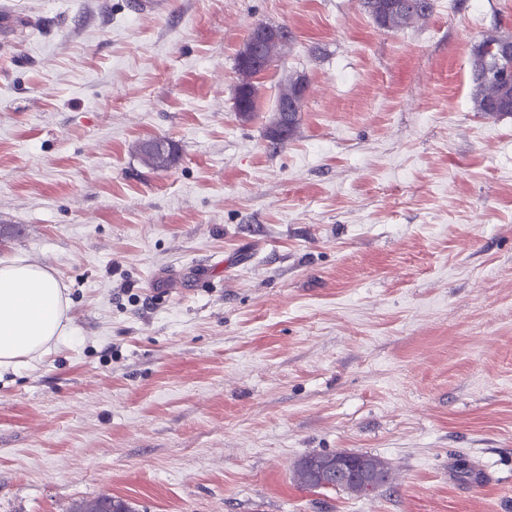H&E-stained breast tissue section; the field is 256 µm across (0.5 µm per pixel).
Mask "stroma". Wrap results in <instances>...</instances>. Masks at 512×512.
Segmentation results:
<instances>
[{
    "label": "stroma",
    "instance_id": "obj_1",
    "mask_svg": "<svg viewBox=\"0 0 512 512\" xmlns=\"http://www.w3.org/2000/svg\"><path fill=\"white\" fill-rule=\"evenodd\" d=\"M434 3L384 32L360 0H0V260L70 318L0 373V512H512V115L468 66L512 0ZM259 23L290 41L244 121ZM341 450L390 483L298 486ZM293 80L294 77H289L288 81L285 82L284 85L281 87L277 103L279 104L285 100H288V102L281 103L275 111L277 118H280L281 115L288 114V135L284 138H278V134H276V131L269 132V127H271L274 124L275 114L268 126L267 138H269L271 144L275 146L285 144L288 140V136L293 135L297 129L299 121L298 114L299 112H301L302 102L304 98L303 96L305 95L306 92V82H301V96H298ZM288 104L294 107V112H292V107L288 106ZM142 142L137 146V151L141 155L143 162L154 170H167L177 160V146L166 138H158L157 147L151 148V141ZM150 143V144H149ZM164 147L163 152L159 149V145ZM94 507L83 511L85 508ZM97 509V511H94ZM74 512H135L136 510L127 501L112 496H101L89 502H80L76 505Z\"/></svg>",
    "mask_w": 512,
    "mask_h": 512
}]
</instances>
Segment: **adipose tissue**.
<instances>
[{"instance_id":"ef3b65f1","label":"adipose tissue","mask_w":512,"mask_h":512,"mask_svg":"<svg viewBox=\"0 0 512 512\" xmlns=\"http://www.w3.org/2000/svg\"><path fill=\"white\" fill-rule=\"evenodd\" d=\"M69 301L46 267L0 261V371L41 358L67 332Z\"/></svg>"}]
</instances>
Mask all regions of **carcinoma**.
I'll return each mask as SVG.
<instances>
[{
	"mask_svg": "<svg viewBox=\"0 0 512 512\" xmlns=\"http://www.w3.org/2000/svg\"><path fill=\"white\" fill-rule=\"evenodd\" d=\"M366 11L370 14L376 26L384 31H396L415 21L432 14L434 0H363ZM502 34H490L475 43L470 51V74L472 83L471 98L473 109L487 116L512 114V77L502 78L500 68L488 65L495 58ZM288 101L294 111L288 113V134L295 133L298 125V114L301 112L303 97L297 95L293 78L280 89L278 101ZM163 148H152L145 141L137 146L143 162L154 170H167L177 160V146L166 138L157 141ZM317 458L309 454L298 460L295 465V478L300 486L315 490L321 485L309 479L304 465ZM135 512L127 501L112 496H101L93 501L81 502L76 505L74 512Z\"/></svg>",
	"mask_w": 512,
	"mask_h": 512,
	"instance_id": "carcinoma-1",
	"label": "carcinoma"
}]
</instances>
